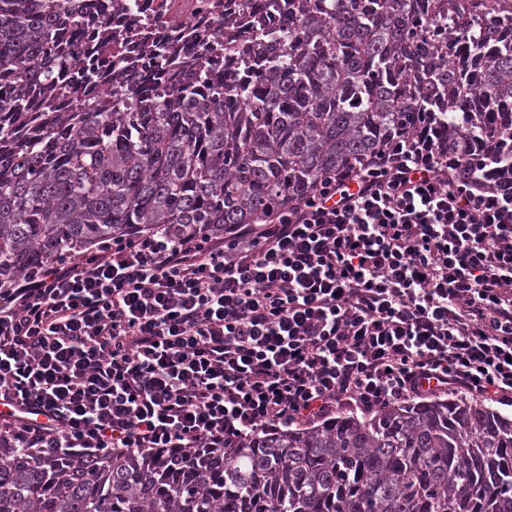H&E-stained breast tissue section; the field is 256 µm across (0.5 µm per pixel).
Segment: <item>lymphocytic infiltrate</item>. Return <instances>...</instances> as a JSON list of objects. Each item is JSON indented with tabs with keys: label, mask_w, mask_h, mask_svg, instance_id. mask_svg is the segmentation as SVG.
Masks as SVG:
<instances>
[{
	"label": "lymphocytic infiltrate",
	"mask_w": 512,
	"mask_h": 512,
	"mask_svg": "<svg viewBox=\"0 0 512 512\" xmlns=\"http://www.w3.org/2000/svg\"><path fill=\"white\" fill-rule=\"evenodd\" d=\"M512 405V177L396 139L224 236L137 231L0 288V444L204 452L448 392Z\"/></svg>",
	"instance_id": "1"
}]
</instances>
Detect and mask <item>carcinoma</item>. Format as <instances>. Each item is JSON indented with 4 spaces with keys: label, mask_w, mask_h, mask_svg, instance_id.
<instances>
[{
    "label": "carcinoma",
    "mask_w": 512,
    "mask_h": 512,
    "mask_svg": "<svg viewBox=\"0 0 512 512\" xmlns=\"http://www.w3.org/2000/svg\"><path fill=\"white\" fill-rule=\"evenodd\" d=\"M236 4L137 75L84 0H0V286L134 230L259 224L431 123L512 174V0ZM187 452L0 447V512H512V417L460 395ZM82 29L83 30L72 33L70 52L72 53L71 56L75 62H81L83 53L92 47L99 34L97 26L95 24H91V22L83 26Z\"/></svg>",
    "instance_id": "1"
}]
</instances>
